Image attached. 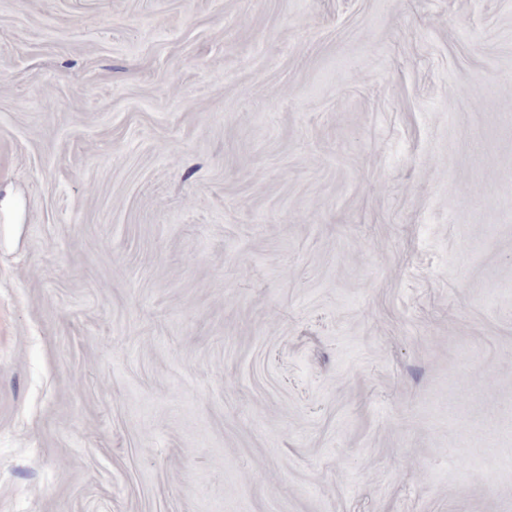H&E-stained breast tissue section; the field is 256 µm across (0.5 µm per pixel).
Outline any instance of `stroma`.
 Returning a JSON list of instances; mask_svg holds the SVG:
<instances>
[{
  "mask_svg": "<svg viewBox=\"0 0 512 512\" xmlns=\"http://www.w3.org/2000/svg\"><path fill=\"white\" fill-rule=\"evenodd\" d=\"M512 0H0V512H512Z\"/></svg>",
  "mask_w": 512,
  "mask_h": 512,
  "instance_id": "stroma-1",
  "label": "stroma"
}]
</instances>
